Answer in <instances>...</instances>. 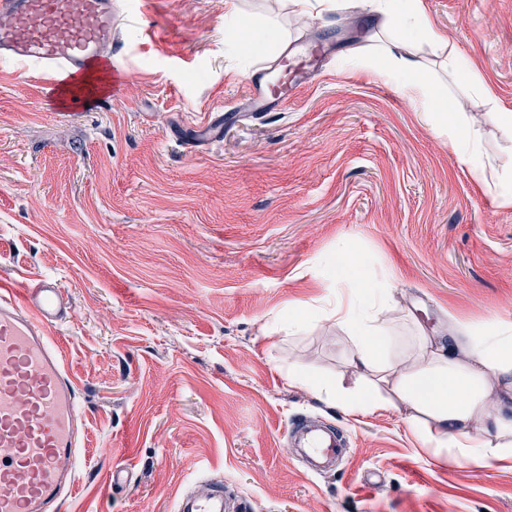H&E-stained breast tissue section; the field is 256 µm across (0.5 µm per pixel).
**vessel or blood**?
I'll return each instance as SVG.
<instances>
[{
    "label": "vessel or blood",
    "instance_id": "obj_1",
    "mask_svg": "<svg viewBox=\"0 0 512 512\" xmlns=\"http://www.w3.org/2000/svg\"><path fill=\"white\" fill-rule=\"evenodd\" d=\"M115 0H0V56L36 70L59 90L63 107H103L120 95L127 73L112 61ZM322 45L282 59L277 78L251 73L245 95L255 111L287 104L299 79L316 69ZM72 317L55 279L17 286L0 280V512H57L75 485L72 461L84 443L77 380L54 329ZM313 456H338L340 431L306 430ZM178 512H224V494L202 491L180 500Z\"/></svg>",
    "mask_w": 512,
    "mask_h": 512
}]
</instances>
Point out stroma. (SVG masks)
Returning <instances> with one entry per match:
<instances>
[{
    "mask_svg": "<svg viewBox=\"0 0 512 512\" xmlns=\"http://www.w3.org/2000/svg\"><path fill=\"white\" fill-rule=\"evenodd\" d=\"M139 2H118L112 51L130 81L98 111H63L0 59V277H54L74 314L53 336L87 419L64 512H176L218 480L241 512H512L511 460L434 457L406 406L352 416L311 385L362 376L331 317L348 243L390 284L403 341L512 320V204L394 81L356 65L413 39L499 168L512 129L490 113L512 110V0H422L435 44L367 0L323 14L234 0L250 32L273 35L245 51L225 0H154L146 16ZM313 43L327 56L288 104L247 111L245 77ZM229 109L240 117L221 141L196 145L205 116ZM306 420L345 433L346 454L320 473L290 445Z\"/></svg>",
    "mask_w": 512,
    "mask_h": 512,
    "instance_id": "1",
    "label": "stroma"
}]
</instances>
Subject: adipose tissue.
<instances>
[{"label": "adipose tissue", "instance_id": "ef3b65f1", "mask_svg": "<svg viewBox=\"0 0 512 512\" xmlns=\"http://www.w3.org/2000/svg\"><path fill=\"white\" fill-rule=\"evenodd\" d=\"M363 65L399 79L403 94L423 105L436 131L447 135L458 161L485 180L468 124L435 95L407 41L387 46ZM340 264L352 287L334 316L350 330V362L366 375L359 388L323 378L314 381V389L352 415L406 405L412 431L434 455L485 467L512 458V323H491L479 335L453 334L444 343L417 336L402 356H393L386 336L390 284L368 278L353 247L343 249Z\"/></svg>", "mask_w": 512, "mask_h": 512}]
</instances>
